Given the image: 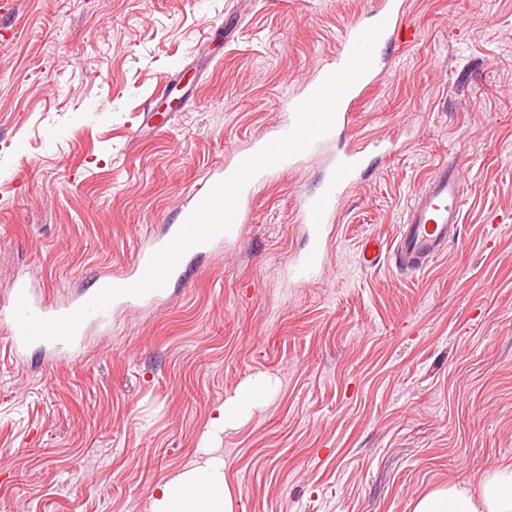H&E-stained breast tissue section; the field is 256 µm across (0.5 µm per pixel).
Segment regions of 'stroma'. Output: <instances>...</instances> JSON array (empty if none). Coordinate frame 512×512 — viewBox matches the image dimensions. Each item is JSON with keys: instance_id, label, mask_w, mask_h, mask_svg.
I'll use <instances>...</instances> for the list:
<instances>
[{"instance_id": "obj_1", "label": "stroma", "mask_w": 512, "mask_h": 512, "mask_svg": "<svg viewBox=\"0 0 512 512\" xmlns=\"http://www.w3.org/2000/svg\"><path fill=\"white\" fill-rule=\"evenodd\" d=\"M371 2L15 0L0 25V299L24 278L64 302L130 265ZM408 2L418 39L353 120L369 149L403 148L341 203L315 282L282 270L323 159L262 187L235 246L170 300L90 330L79 359L20 361L0 336L10 512H149L211 446L234 512H412L422 493L512 464V0ZM455 155L459 241L414 274L386 255L361 267L362 240L391 245ZM259 375L270 400L209 440Z\"/></svg>"}]
</instances>
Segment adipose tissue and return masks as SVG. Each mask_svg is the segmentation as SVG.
<instances>
[{
    "label": "adipose tissue",
    "mask_w": 512,
    "mask_h": 512,
    "mask_svg": "<svg viewBox=\"0 0 512 512\" xmlns=\"http://www.w3.org/2000/svg\"><path fill=\"white\" fill-rule=\"evenodd\" d=\"M273 390L267 378L254 379L238 389L213 418L212 433L247 420ZM224 470L223 455L207 452L152 494L150 512H234V496ZM412 512H512V465L492 469L474 487L463 481L423 493L414 500Z\"/></svg>",
    "instance_id": "adipose-tissue-1"
}]
</instances>
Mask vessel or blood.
<instances>
[{
  "instance_id": "vessel-or-blood-1",
  "label": "vessel or blood",
  "mask_w": 512,
  "mask_h": 512,
  "mask_svg": "<svg viewBox=\"0 0 512 512\" xmlns=\"http://www.w3.org/2000/svg\"><path fill=\"white\" fill-rule=\"evenodd\" d=\"M384 22L385 29L377 43L374 55L375 65L364 74L342 98L336 114L333 129L318 139L307 151L292 156L277 165L261 171L241 192L237 214L230 231L220 234L210 242L190 249L186 258L181 259L170 276L171 281L187 278L189 261L215 253L220 248L238 242L243 228L249 221L247 203L260 182L278 178L301 167L306 162L319 158L324 147L337 143L334 156L328 161V175L320 188L302 196L295 212L296 223L308 230L309 243L304 251L293 256L286 273L291 282L304 284L317 279L326 263L330 248L331 232L336 222L342 200L360 183L371 159L364 145L341 143L342 135L348 134L353 122V114L362 103L367 92L379 83V64L391 59L401 47L416 39L414 25L406 20V0H374L371 8L351 21L342 31L336 49L330 58L308 75L297 89L282 101V119L268 132V139H276L291 130L295 121V108L306 99L325 79L341 68L347 61L358 35L367 27ZM259 144L245 149L230 151L223 169L208 174L193 190L186 204L179 210L175 220L167 224L161 234H148L144 237L133 263L123 269L96 278L93 287L80 292L69 302L56 304L48 301L27 281H16L8 298L0 302V331L6 333L12 355L16 359L27 358L40 353L54 361L67 360L82 354L86 334L90 328L109 329L112 317L123 310L170 297V288L150 292L144 296H122L115 299L104 311L89 315L80 325L73 342L39 340L24 343L13 311L18 297H26L30 309L38 316L52 318L67 315L90 298L96 290L106 286H127L135 283L143 275L151 255L166 245L178 232L186 218L219 181L232 175L239 164L259 151ZM464 161L456 157L440 162L432 174L413 194L406 209L405 218L399 226L395 239L393 257L396 265L406 272H418L443 255L448 247L458 242L464 222Z\"/></svg>"
}]
</instances>
